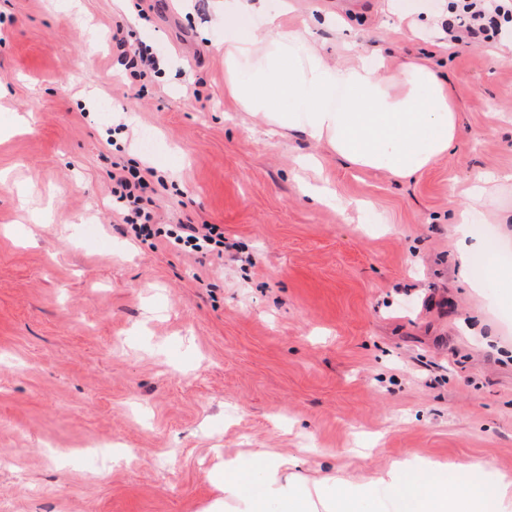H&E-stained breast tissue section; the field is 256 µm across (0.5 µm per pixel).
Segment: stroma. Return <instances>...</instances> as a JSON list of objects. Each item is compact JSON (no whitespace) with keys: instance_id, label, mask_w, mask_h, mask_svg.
<instances>
[{"instance_id":"1","label":"stroma","mask_w":512,"mask_h":512,"mask_svg":"<svg viewBox=\"0 0 512 512\" xmlns=\"http://www.w3.org/2000/svg\"><path fill=\"white\" fill-rule=\"evenodd\" d=\"M310 38L447 81L460 134L422 172L258 133L224 91V0H0V504L7 512H233L242 450L357 486L396 460L512 474V288L460 268L454 203L512 172V32L448 41V0H289ZM144 42L161 71L133 77ZM154 137L148 148L146 137ZM152 168L161 229L224 230V257L151 247L112 212ZM327 180L331 201L304 183ZM493 188L470 230L512 250Z\"/></svg>"}]
</instances>
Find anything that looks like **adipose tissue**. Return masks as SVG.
Masks as SVG:
<instances>
[{
  "label": "adipose tissue",
  "mask_w": 512,
  "mask_h": 512,
  "mask_svg": "<svg viewBox=\"0 0 512 512\" xmlns=\"http://www.w3.org/2000/svg\"><path fill=\"white\" fill-rule=\"evenodd\" d=\"M353 61L328 62L307 24L266 0H224V87L268 132L327 144L354 165L409 177L448 151L459 121L448 84L423 62L390 68L379 53L351 45ZM290 461L265 460L256 481L225 462L222 486L238 512H512V476H484L488 460L446 467L393 463L344 494L333 477L307 486L287 479Z\"/></svg>",
  "instance_id": "obj_1"
}]
</instances>
